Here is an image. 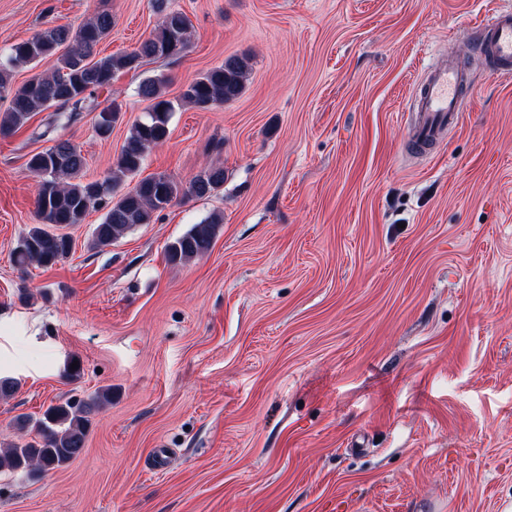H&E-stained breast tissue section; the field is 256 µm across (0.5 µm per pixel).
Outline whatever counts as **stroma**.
Here are the masks:
<instances>
[{
  "label": "stroma",
  "instance_id": "stroma-1",
  "mask_svg": "<svg viewBox=\"0 0 512 512\" xmlns=\"http://www.w3.org/2000/svg\"><path fill=\"white\" fill-rule=\"evenodd\" d=\"M512 0H167L187 15L176 59L117 73L122 116L0 139V439L15 416L111 387L83 454L36 477L0 472V512H512V77L489 71L476 25ZM111 13L103 57L158 26L155 0H0V53L36 32ZM472 86L457 128L406 152L407 100L448 55ZM248 57L224 107L185 84ZM173 101L168 139L137 177L182 183L220 166L112 246L102 211L69 227L49 268L13 251L37 219L31 154L54 137L106 174L145 119L141 80ZM211 250L166 246L211 215ZM78 356L81 379L62 371ZM172 451L152 472L156 449Z\"/></svg>",
  "mask_w": 512,
  "mask_h": 512
}]
</instances>
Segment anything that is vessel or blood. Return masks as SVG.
<instances>
[{
	"instance_id": "vessel-or-blood-1",
	"label": "vessel or blood",
	"mask_w": 512,
	"mask_h": 512,
	"mask_svg": "<svg viewBox=\"0 0 512 512\" xmlns=\"http://www.w3.org/2000/svg\"><path fill=\"white\" fill-rule=\"evenodd\" d=\"M481 50L495 74L512 75V8H500L482 20ZM469 94L465 64L457 57L428 69L410 95L414 114L408 142L418 151L430 150L447 130L457 126Z\"/></svg>"
}]
</instances>
